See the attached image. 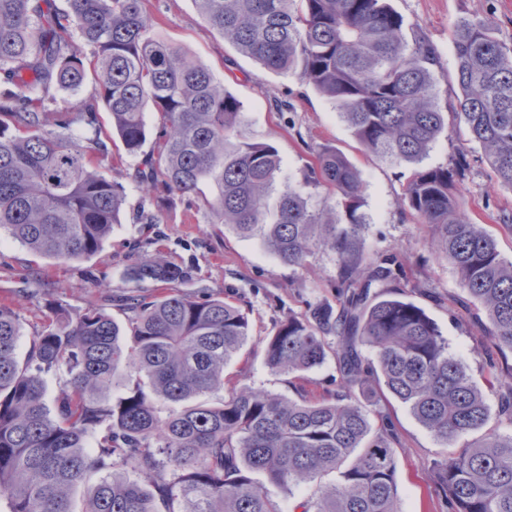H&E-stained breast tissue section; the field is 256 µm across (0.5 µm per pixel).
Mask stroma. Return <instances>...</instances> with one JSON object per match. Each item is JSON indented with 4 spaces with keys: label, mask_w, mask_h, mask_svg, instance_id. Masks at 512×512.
<instances>
[{
    "label": "stroma",
    "mask_w": 512,
    "mask_h": 512,
    "mask_svg": "<svg viewBox=\"0 0 512 512\" xmlns=\"http://www.w3.org/2000/svg\"><path fill=\"white\" fill-rule=\"evenodd\" d=\"M390 3L402 17L407 37H425L440 61L433 70L436 101L450 119L422 164L447 165L458 153H466L470 166L456 182L457 194L467 214L494 238L501 255L512 259V227L507 224L512 218V190L496 183L482 148L470 141L464 125L452 117L459 93L452 41L457 22L490 19L495 37L512 47V0ZM147 8L156 19L155 36L179 46L240 98L251 139L273 144L288 175L301 177L310 160V147L319 144L340 150L355 163L365 185L364 210L371 219L364 240L366 253L397 256L406 277L405 297L425 310L447 340L449 352L478 386L485 387L484 337L460 304L467 293L451 264L431 250L427 227L402 204L412 165L363 151L339 110L325 97L296 76L268 71L238 53L203 21L195 0H149ZM278 99L290 102L292 111L275 112L273 104ZM138 163L119 143L109 144L102 162L104 170L126 186L131 209L141 201L131 179ZM157 246L169 260L188 270L185 292L200 298L218 295L248 313L251 335L225 369L226 388L250 386L319 400L335 390L334 360L287 381L270 374L264 355L266 340L281 321L302 314L308 303L334 301L335 255L317 252L301 268L281 264L259 240L241 238L230 228L211 223L204 205L190 209L178 199L163 206L161 223L135 224L127 219L115 225L101 251L81 261L54 262L1 237L0 299L13 298L23 320L20 350H27L45 319V298H52L70 314L91 304H104L112 294L131 289L127 279L131 260ZM380 404L401 439L396 450L400 512H443V502L435 492L433 463L450 453V446L437 440L399 400L386 395Z\"/></svg>",
    "instance_id": "35a3bbf8"
}]
</instances>
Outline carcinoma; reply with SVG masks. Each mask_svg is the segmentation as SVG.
Returning <instances> with one entry per match:
<instances>
[{"label":"carcinoma","instance_id":"carcinoma-1","mask_svg":"<svg viewBox=\"0 0 512 512\" xmlns=\"http://www.w3.org/2000/svg\"><path fill=\"white\" fill-rule=\"evenodd\" d=\"M195 2L238 52L325 96L377 157L417 164L448 124L433 93L439 59L424 38L408 41L388 0ZM146 3L0 0V234L58 262L96 255L127 206L126 187L100 158L112 136L140 155L151 108L162 119L159 142L133 174L144 198L178 196L190 209L200 196L211 223L260 238L288 266L317 251L336 255L339 307L310 304L288 317L267 339L265 363L274 376H294L332 355L339 380L322 401L248 386L199 400L224 388L249 319L222 297L182 291L186 270L158 249L128 275L162 291L117 296L121 322L95 304L72 316L49 301L55 318L21 354L19 315L1 303L0 499L8 512H283L254 474L289 487L336 472L292 512H398L400 441L379 392L446 444L487 426L486 395L424 310L400 298L397 258L365 254L358 168L319 145L301 180L272 196L288 179L277 148L249 139L243 103L207 67L152 35ZM453 44L457 116L512 189V49L484 19L460 22ZM89 80L91 95L59 97ZM466 169L461 154L449 168L416 170L403 205L467 292L461 305L482 323L492 386L494 355L512 351V260L451 195ZM50 373L62 379L51 406ZM115 387L124 394L111 403ZM435 469L447 512H512V434L487 432ZM96 474L77 509V484Z\"/></svg>","mask_w":512,"mask_h":512}]
</instances>
